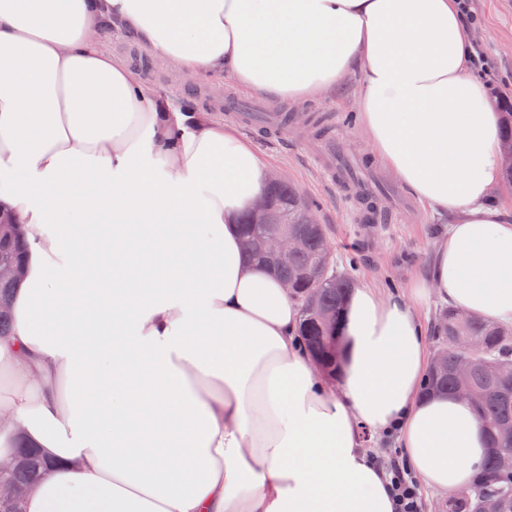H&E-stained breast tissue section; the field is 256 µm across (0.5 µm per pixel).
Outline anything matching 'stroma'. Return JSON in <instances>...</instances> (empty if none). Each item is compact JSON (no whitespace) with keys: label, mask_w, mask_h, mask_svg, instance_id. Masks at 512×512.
<instances>
[{"label":"stroma","mask_w":512,"mask_h":512,"mask_svg":"<svg viewBox=\"0 0 512 512\" xmlns=\"http://www.w3.org/2000/svg\"><path fill=\"white\" fill-rule=\"evenodd\" d=\"M475 4L482 18L484 48L501 89L492 101L497 105L512 101V0H475ZM107 46L132 67L146 88L163 92L176 104L191 105L194 111H207L214 90L210 84L176 78L171 68L124 34H109ZM359 91L360 82L353 76L336 92L318 99L297 105L271 103V110L292 118L278 138H260L242 125L237 131L271 170L315 203L338 270L384 293H404L413 281L426 276L433 245L445 234L448 219L425 208L374 154L357 126L354 108ZM320 133L335 138L346 154L368 163L385 190V209L393 213L392 223L375 225L370 231L358 224V202L330 186L313 159L315 137Z\"/></svg>","instance_id":"35a3bbf8"}]
</instances>
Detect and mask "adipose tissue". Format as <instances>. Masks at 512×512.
<instances>
[{"label": "adipose tissue", "instance_id": "adipose-tissue-1", "mask_svg": "<svg viewBox=\"0 0 512 512\" xmlns=\"http://www.w3.org/2000/svg\"><path fill=\"white\" fill-rule=\"evenodd\" d=\"M112 31L280 102L359 73L360 129L449 223L430 279L351 289L337 379L242 249L268 166L147 90ZM500 121L458 0H0V209L28 243L0 337V461L21 433L54 462L26 512H396L377 435L425 489L468 486L489 441L471 401L423 395L418 308L512 326ZM398 446L399 445L396 439L391 436L374 437L366 445L373 458L379 461V465H381L387 471L390 463L388 448H397Z\"/></svg>", "mask_w": 512, "mask_h": 512}]
</instances>
